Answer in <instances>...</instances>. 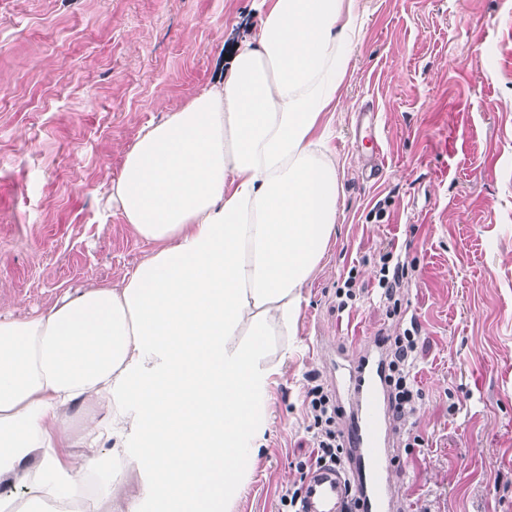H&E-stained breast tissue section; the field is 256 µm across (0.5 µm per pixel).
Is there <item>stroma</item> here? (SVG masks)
<instances>
[{"mask_svg":"<svg viewBox=\"0 0 512 512\" xmlns=\"http://www.w3.org/2000/svg\"><path fill=\"white\" fill-rule=\"evenodd\" d=\"M364 35L327 112L337 221L269 388L266 443L234 512H282L312 448L321 347L417 326L413 432L395 447L400 512H512V0H358ZM260 0H0V314L120 283L151 251L104 215L127 149L207 89ZM374 106L383 176L363 179L357 112ZM408 268L399 311L379 253ZM351 309L336 289L350 269ZM352 271L353 269L350 270L343 286L336 290V298L339 299L338 309L342 311L353 308L364 290L357 285L356 276H353L354 273Z\"/></svg>","mask_w":512,"mask_h":512,"instance_id":"stroma-1","label":"stroma"}]
</instances>
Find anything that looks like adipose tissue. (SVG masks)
Masks as SVG:
<instances>
[{"label": "adipose tissue", "instance_id": "obj_1", "mask_svg": "<svg viewBox=\"0 0 512 512\" xmlns=\"http://www.w3.org/2000/svg\"><path fill=\"white\" fill-rule=\"evenodd\" d=\"M361 37L356 0H261L226 76L144 128L112 185L153 251L119 285L0 316V512H100L131 473L127 512H232L266 441L277 339L334 231L322 119ZM76 439L110 453L76 458Z\"/></svg>", "mask_w": 512, "mask_h": 512}]
</instances>
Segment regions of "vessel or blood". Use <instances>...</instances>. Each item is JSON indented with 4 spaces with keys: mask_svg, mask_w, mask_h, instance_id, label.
Returning a JSON list of instances; mask_svg holds the SVG:
<instances>
[{
    "mask_svg": "<svg viewBox=\"0 0 512 512\" xmlns=\"http://www.w3.org/2000/svg\"><path fill=\"white\" fill-rule=\"evenodd\" d=\"M386 376L383 343L354 342L337 348L331 377L353 453L346 469L325 466L310 471L304 483L306 512H342L352 491L362 512H393V427Z\"/></svg>",
    "mask_w": 512,
    "mask_h": 512,
    "instance_id": "b4317fda",
    "label": "vessel or blood"
}]
</instances>
